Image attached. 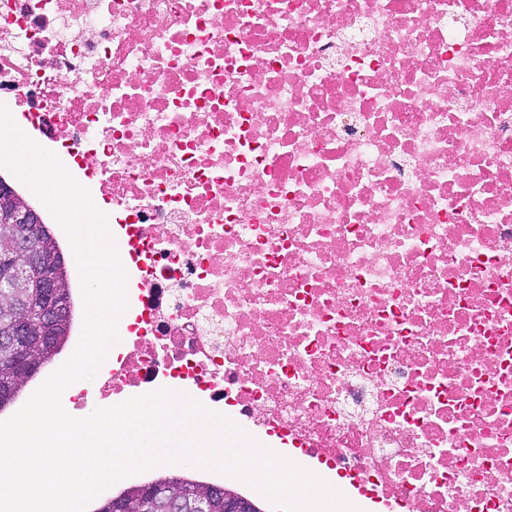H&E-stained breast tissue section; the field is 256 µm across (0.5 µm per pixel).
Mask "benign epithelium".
Wrapping results in <instances>:
<instances>
[{
  "label": "benign epithelium",
  "mask_w": 512,
  "mask_h": 512,
  "mask_svg": "<svg viewBox=\"0 0 512 512\" xmlns=\"http://www.w3.org/2000/svg\"><path fill=\"white\" fill-rule=\"evenodd\" d=\"M0 223L9 224L15 234L0 247V288H20L34 277L33 287L39 289L42 305L38 322L69 324L72 299L66 263L59 250L46 252L41 243L53 237L39 213L7 182L0 181ZM31 333L30 321L19 319L9 331L11 341L20 347Z\"/></svg>",
  "instance_id": "7a95c632"
}]
</instances>
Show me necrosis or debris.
<instances>
[{"label": "necrosis or debris", "mask_w": 512, "mask_h": 512, "mask_svg": "<svg viewBox=\"0 0 512 512\" xmlns=\"http://www.w3.org/2000/svg\"><path fill=\"white\" fill-rule=\"evenodd\" d=\"M21 103L121 224L166 387L406 512H512V0H0Z\"/></svg>", "instance_id": "obj_1"}]
</instances>
